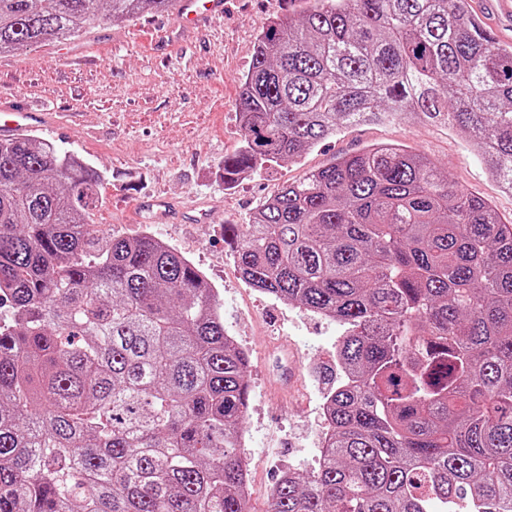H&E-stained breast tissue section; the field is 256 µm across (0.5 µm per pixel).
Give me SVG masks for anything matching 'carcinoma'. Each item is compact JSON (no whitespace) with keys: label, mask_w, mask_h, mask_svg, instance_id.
<instances>
[{"label":"carcinoma","mask_w":512,"mask_h":512,"mask_svg":"<svg viewBox=\"0 0 512 512\" xmlns=\"http://www.w3.org/2000/svg\"><path fill=\"white\" fill-rule=\"evenodd\" d=\"M311 2L257 37L225 183L407 116L512 191V49L469 0ZM174 3L0 0V53ZM100 181L0 141V512H248L249 355L189 259L89 228ZM224 234L247 284L342 327L320 461L281 473L271 512H512V221L385 144Z\"/></svg>","instance_id":"1"}]
</instances>
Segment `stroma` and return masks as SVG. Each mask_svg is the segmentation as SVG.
I'll return each mask as SVG.
<instances>
[{"instance_id": "stroma-1", "label": "stroma", "mask_w": 512, "mask_h": 512, "mask_svg": "<svg viewBox=\"0 0 512 512\" xmlns=\"http://www.w3.org/2000/svg\"><path fill=\"white\" fill-rule=\"evenodd\" d=\"M308 6V0H229L223 18L188 36L179 32L175 11L148 12L0 55V111L24 106L53 113L57 126L42 132V139L100 172L93 228L126 237L150 232L217 289L224 325L250 356V406L243 425L254 437L248 452L257 463L250 512H266L265 491L282 470L315 466L324 428L322 371L333 364L342 329L248 286L225 225L250 223L284 185L338 155L390 143L432 158L451 184L487 199L501 218L512 220V193L488 175L461 133L406 118L345 129L299 162L269 165L225 185L224 158L240 146V84L256 37L275 17L297 15ZM157 196L204 203L222 218L172 224L155 212H138L139 200ZM278 342L296 348L303 368L285 408L266 360Z\"/></svg>"}]
</instances>
